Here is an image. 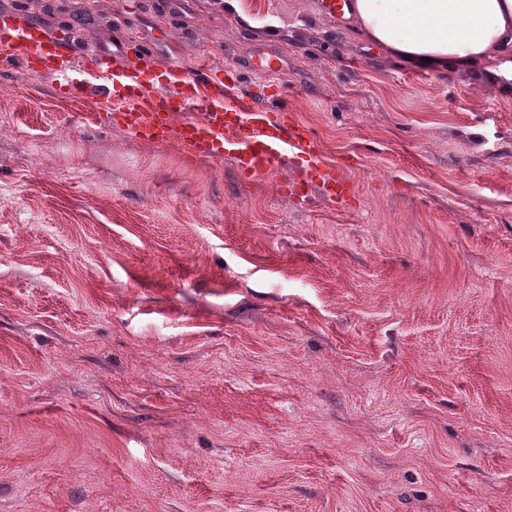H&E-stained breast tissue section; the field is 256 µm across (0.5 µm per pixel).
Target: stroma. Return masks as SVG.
Listing matches in <instances>:
<instances>
[{"label": "stroma", "instance_id": "stroma-1", "mask_svg": "<svg viewBox=\"0 0 512 512\" xmlns=\"http://www.w3.org/2000/svg\"><path fill=\"white\" fill-rule=\"evenodd\" d=\"M79 55L276 57L335 204L0 78V512H512V98L321 0H0Z\"/></svg>", "mask_w": 512, "mask_h": 512}]
</instances>
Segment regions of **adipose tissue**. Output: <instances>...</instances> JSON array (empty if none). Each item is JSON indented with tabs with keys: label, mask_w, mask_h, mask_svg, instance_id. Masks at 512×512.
<instances>
[{
	"label": "adipose tissue",
	"mask_w": 512,
	"mask_h": 512,
	"mask_svg": "<svg viewBox=\"0 0 512 512\" xmlns=\"http://www.w3.org/2000/svg\"><path fill=\"white\" fill-rule=\"evenodd\" d=\"M344 18L386 59L436 73L479 65L512 82V0H353Z\"/></svg>",
	"instance_id": "adipose-tissue-1"
}]
</instances>
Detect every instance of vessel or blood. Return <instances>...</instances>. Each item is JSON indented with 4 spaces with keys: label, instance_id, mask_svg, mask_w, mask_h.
Listing matches in <instances>:
<instances>
[{
    "label": "vessel or blood",
    "instance_id": "1",
    "mask_svg": "<svg viewBox=\"0 0 512 512\" xmlns=\"http://www.w3.org/2000/svg\"><path fill=\"white\" fill-rule=\"evenodd\" d=\"M135 52L142 67L127 66L121 55L101 53L86 62L79 79L67 32L51 33L0 16L1 75L21 70L31 77L50 76L61 96L104 101L113 121L134 138L172 143L200 159L231 160L247 178L289 159L299 161L302 176L280 180L282 195L307 198L316 191L330 202L345 198L349 183L340 164L325 160L313 139L288 123L280 95L262 103L243 95L244 76L272 74V63L252 61L232 71L203 68L191 77L176 64L146 72L152 48L139 44Z\"/></svg>",
    "mask_w": 512,
    "mask_h": 512
}]
</instances>
